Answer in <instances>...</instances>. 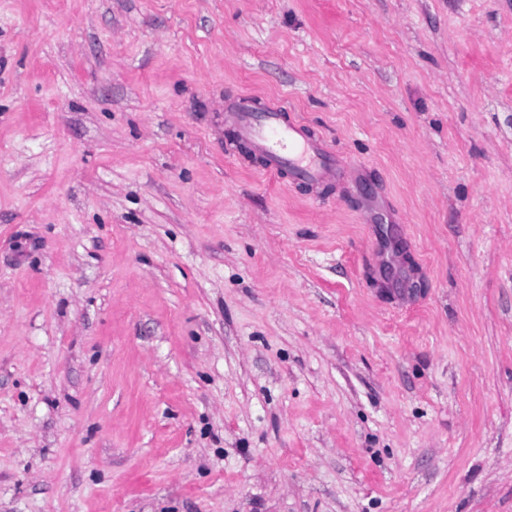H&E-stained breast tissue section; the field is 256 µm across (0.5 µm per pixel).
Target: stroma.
<instances>
[{
	"instance_id": "1",
	"label": "stroma",
	"mask_w": 512,
	"mask_h": 512,
	"mask_svg": "<svg viewBox=\"0 0 512 512\" xmlns=\"http://www.w3.org/2000/svg\"><path fill=\"white\" fill-rule=\"evenodd\" d=\"M0 512H512V0H0ZM224 123L235 142L247 143L262 159L264 173L276 176L290 170L297 178L320 183L336 179L344 171L345 164L326 143L289 120L282 104L256 103L248 96L243 105L225 111Z\"/></svg>"
}]
</instances>
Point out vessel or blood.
Instances as JSON below:
<instances>
[{
    "label": "vessel or blood",
    "instance_id": "1",
    "mask_svg": "<svg viewBox=\"0 0 512 512\" xmlns=\"http://www.w3.org/2000/svg\"><path fill=\"white\" fill-rule=\"evenodd\" d=\"M224 122L235 141L247 143L261 158L264 173L288 170L297 178L320 183L336 179L344 171L343 162L326 143L289 120L282 104L234 106L225 111Z\"/></svg>",
    "mask_w": 512,
    "mask_h": 512
}]
</instances>
